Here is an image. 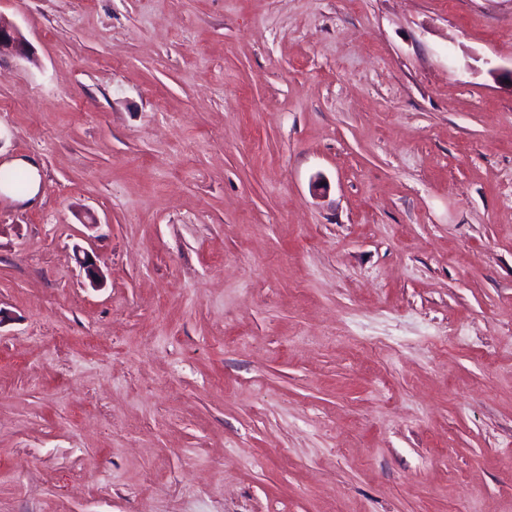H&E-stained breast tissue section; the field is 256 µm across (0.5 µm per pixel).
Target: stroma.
<instances>
[{"label":"stroma","mask_w":512,"mask_h":512,"mask_svg":"<svg viewBox=\"0 0 512 512\" xmlns=\"http://www.w3.org/2000/svg\"><path fill=\"white\" fill-rule=\"evenodd\" d=\"M0 17V512H512V0ZM30 47L20 31L0 17V62L5 58L30 59ZM0 171L1 173L4 171L20 172L24 174L26 179V185L22 190H18L1 180L0 198L4 197L24 203H32L38 199L41 193L42 176L40 169L33 161L22 157L12 158L0 163Z\"/></svg>","instance_id":"1"}]
</instances>
